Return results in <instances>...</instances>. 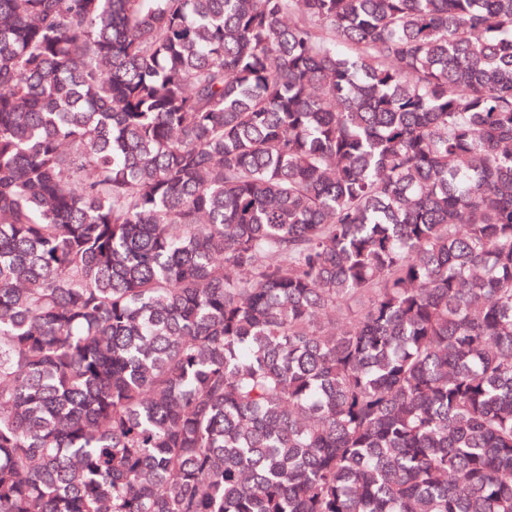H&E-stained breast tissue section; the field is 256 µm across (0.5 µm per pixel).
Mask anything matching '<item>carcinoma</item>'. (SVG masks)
Returning a JSON list of instances; mask_svg holds the SVG:
<instances>
[{
	"label": "carcinoma",
	"mask_w": 512,
	"mask_h": 512,
	"mask_svg": "<svg viewBox=\"0 0 512 512\" xmlns=\"http://www.w3.org/2000/svg\"><path fill=\"white\" fill-rule=\"evenodd\" d=\"M0 512H512V0H0Z\"/></svg>",
	"instance_id": "carcinoma-1"
}]
</instances>
